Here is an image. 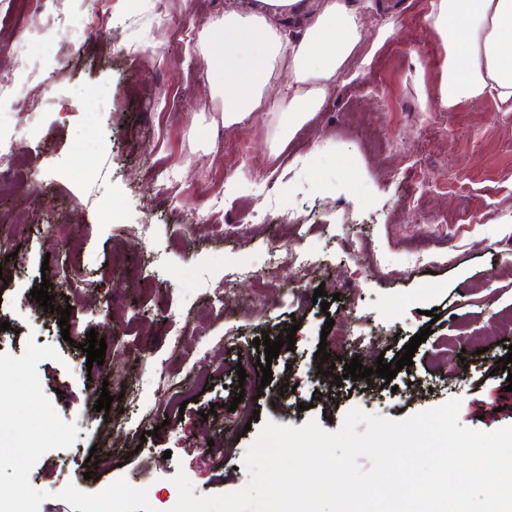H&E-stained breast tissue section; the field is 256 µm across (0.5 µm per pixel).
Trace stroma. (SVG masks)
Here are the masks:
<instances>
[{
    "label": "stroma",
    "instance_id": "obj_1",
    "mask_svg": "<svg viewBox=\"0 0 512 512\" xmlns=\"http://www.w3.org/2000/svg\"><path fill=\"white\" fill-rule=\"evenodd\" d=\"M226 2L70 0L76 22L104 33L80 41L51 32L49 13L0 0V64L24 37L51 41L30 61L45 79L35 133L25 111L0 106L16 128L18 163L13 181L0 182V217L39 218L14 240L15 257L0 251V323L11 325L0 353L21 356L31 339L54 347L58 359L37 367L41 387L78 429L72 446L30 474L51 494L39 512H73L58 491L72 483L94 493L120 476L146 489L156 512L176 504L180 471L197 496L240 490L249 481L243 456L269 420L312 419L334 432L356 407L399 420L457 399L465 427L512 426V362L498 368L512 345L499 332L512 320V112L483 97L450 112L433 107L446 49L424 26L431 0H358L366 40L345 65L348 80L306 122L286 138L276 112L221 126L224 100L197 39ZM74 84L110 90L111 106L89 113L70 98ZM186 209L197 212L196 228L183 224ZM398 215L416 221L395 223ZM307 253L325 273L300 281L293 260ZM49 254L78 285L70 334L104 338L103 364L87 365L64 341L59 313L30 294L57 278L42 268ZM320 287L332 297L326 311L312 300ZM329 318L365 338L336 366L338 385L314 358L321 346L336 351L321 342ZM290 327L295 348L280 351L262 384L254 364L265 352L254 340ZM426 327L431 335L393 385L345 376L354 358L368 368L380 357L395 363ZM240 367L253 372L255 398L223 428L217 457L209 409L232 401ZM111 369L123 385L106 384ZM287 383L295 392L281 393ZM104 390L105 414L95 409ZM117 418L127 426L119 437ZM95 446L113 453L86 466Z\"/></svg>",
    "mask_w": 512,
    "mask_h": 512
}]
</instances>
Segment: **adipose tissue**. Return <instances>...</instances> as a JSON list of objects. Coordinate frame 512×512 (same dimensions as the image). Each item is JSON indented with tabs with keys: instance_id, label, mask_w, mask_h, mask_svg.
<instances>
[{
	"instance_id": "adipose-tissue-1",
	"label": "adipose tissue",
	"mask_w": 512,
	"mask_h": 512,
	"mask_svg": "<svg viewBox=\"0 0 512 512\" xmlns=\"http://www.w3.org/2000/svg\"><path fill=\"white\" fill-rule=\"evenodd\" d=\"M425 25L447 48L435 106L487 96L512 112V0H431ZM362 37L349 0H231L198 37L200 53L235 82L222 124L278 112L290 133L322 104ZM276 82L282 88L269 97Z\"/></svg>"
}]
</instances>
